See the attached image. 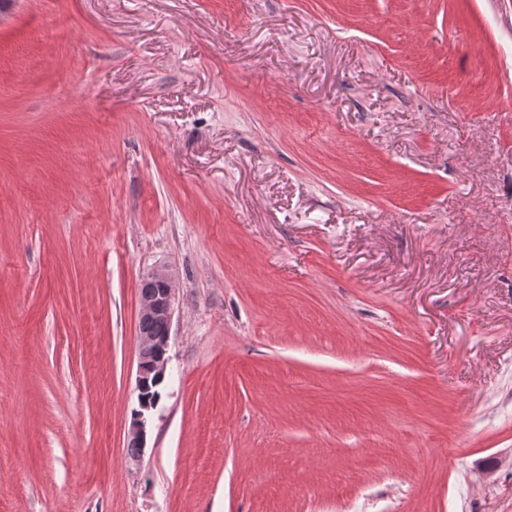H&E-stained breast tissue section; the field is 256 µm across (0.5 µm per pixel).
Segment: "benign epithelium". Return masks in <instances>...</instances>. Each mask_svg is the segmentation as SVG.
<instances>
[{
  "label": "benign epithelium",
  "mask_w": 512,
  "mask_h": 512,
  "mask_svg": "<svg viewBox=\"0 0 512 512\" xmlns=\"http://www.w3.org/2000/svg\"><path fill=\"white\" fill-rule=\"evenodd\" d=\"M139 287V323L164 324L163 334L155 336L139 332L140 344L137 365V391L143 392L153 374L166 375L169 361L168 347L174 315L175 288L171 276L162 269H154L142 276ZM139 409L134 412L128 431V441L137 448L131 460L139 461L146 446L147 416L153 406L138 398Z\"/></svg>",
  "instance_id": "benign-epithelium-1"
}]
</instances>
